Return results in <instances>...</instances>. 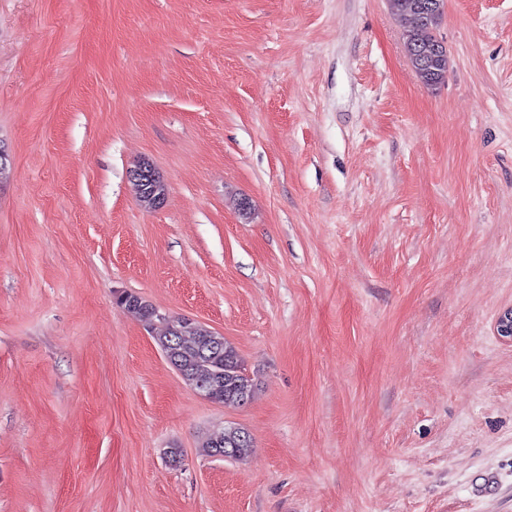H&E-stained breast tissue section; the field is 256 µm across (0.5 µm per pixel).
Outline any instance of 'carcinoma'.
<instances>
[{
	"label": "carcinoma",
	"mask_w": 512,
	"mask_h": 512,
	"mask_svg": "<svg viewBox=\"0 0 512 512\" xmlns=\"http://www.w3.org/2000/svg\"><path fill=\"white\" fill-rule=\"evenodd\" d=\"M429 2L431 0H389L391 10L403 23L404 43L416 75L425 85L437 86L446 79L448 55L438 50L437 31L443 12L427 11L426 5ZM128 304L129 299L124 295L117 297V305L142 322L155 311V307L147 301L140 310H130ZM181 326V319L171 318L163 333L155 337V341L164 354L181 363L186 376L205 369L224 372V384L221 385L219 396L225 404H239V391L243 387L248 389L249 395H254V380L246 373L237 350L230 342H224L217 354L210 355L203 351V347L210 342L208 332L186 338L174 332V329ZM231 442L234 443L233 459H242L253 451L252 438H241L240 426L235 424L224 427V444Z\"/></svg>",
	"instance_id": "1"
}]
</instances>
